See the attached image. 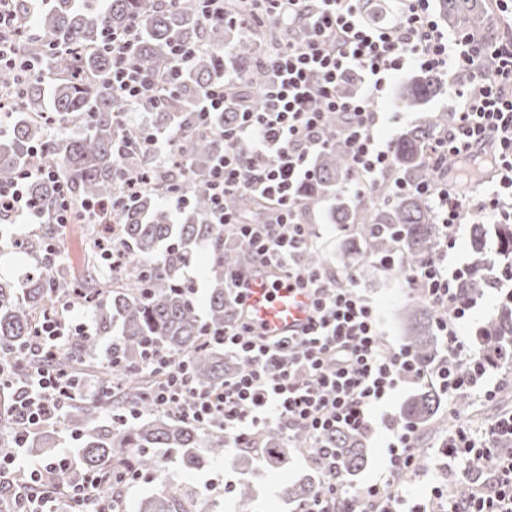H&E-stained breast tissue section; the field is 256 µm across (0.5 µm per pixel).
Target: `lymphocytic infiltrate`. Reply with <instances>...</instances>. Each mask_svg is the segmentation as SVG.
Wrapping results in <instances>:
<instances>
[{
	"label": "lymphocytic infiltrate",
	"mask_w": 512,
	"mask_h": 512,
	"mask_svg": "<svg viewBox=\"0 0 512 512\" xmlns=\"http://www.w3.org/2000/svg\"><path fill=\"white\" fill-rule=\"evenodd\" d=\"M14 0H0V68L27 76L35 61L19 59L15 40ZM262 23L287 29L289 38L267 51L262 64L272 74L264 90L262 111L242 109L224 130V153L212 166L207 189L212 223L225 235L250 247L249 267L226 274L235 303L254 275L279 271V280L309 298L310 319L299 333L269 338L252 320L238 314L225 325L218 342L241 369L225 376L218 388L195 385L187 362H174L162 349L146 348L141 368L164 374L151 398L161 410L206 429L218 428L236 447H257L266 433L286 437L290 447L308 454L322 472L317 493L297 512H392L403 499L402 478L425 467L417 454L419 426L389 422L385 481L348 489L338 473L330 434L339 429L365 431L371 409L394 390L435 382L449 402L481 391L494 401L497 389L484 385L494 370L512 366V343L472 350L462 336L473 301L460 300V271L448 268V246L473 212L486 223H512V0H492V24L482 32H445L435 19L431 0H400L394 24L369 23L364 0H260ZM138 25L112 33L104 45L112 54L111 83L134 112L154 106L156 82L129 62ZM448 75L469 72V83L450 84L453 100L448 126L432 142L428 161L439 166L455 157L453 173L411 185L396 177L392 144L376 130L398 122L378 102L387 82L405 70ZM362 77L361 93L342 97L337 83L347 74ZM341 145L349 160L345 183L356 198L374 195L381 181L393 195L415 191L432 207L440 236L433 255L405 265L399 253L373 257L375 266L399 271L409 294L439 310L437 334L442 354L423 363L407 347L383 342L378 310L354 286V273L335 278L326 269L305 265L313 248L309 224L302 218L301 190L315 178L318 154ZM56 178L51 166L26 168L20 179L0 186V209L13 217L33 218L25 195L27 179ZM262 196L273 205L258 224L241 221L229 202L239 195ZM91 324H72L62 314L35 326L25 362H0V378L21 374L13 405L8 447L0 448V491L8 502L0 512H121L119 499L102 498L99 482L83 471L67 447L51 457L29 459L25 445L37 429L56 419L76 395L95 381L59 370L54 361L70 336L89 335ZM447 453L463 461L457 481L465 493L433 487L428 504L410 512H512V411L494 418L483 432L456 423ZM71 481L65 495L49 494L56 471Z\"/></svg>",
	"instance_id": "obj_1"
}]
</instances>
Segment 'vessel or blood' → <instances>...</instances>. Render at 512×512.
I'll use <instances>...</instances> for the list:
<instances>
[{"mask_svg": "<svg viewBox=\"0 0 512 512\" xmlns=\"http://www.w3.org/2000/svg\"><path fill=\"white\" fill-rule=\"evenodd\" d=\"M245 305L255 325L271 336L301 331L309 317L305 294L283 286L272 287L267 277L251 281Z\"/></svg>", "mask_w": 512, "mask_h": 512, "instance_id": "b4317fda", "label": "vessel or blood"}]
</instances>
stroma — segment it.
I'll list each match as a JSON object with an SVG mask.
<instances>
[{
	"instance_id": "stroma-1",
	"label": "stroma",
	"mask_w": 512,
	"mask_h": 512,
	"mask_svg": "<svg viewBox=\"0 0 512 512\" xmlns=\"http://www.w3.org/2000/svg\"><path fill=\"white\" fill-rule=\"evenodd\" d=\"M308 222L315 234V247L324 256L328 269L338 273L352 272L356 275V285L360 293L374 302L379 311V330L382 338L391 346L403 345V311L411 297L407 292L403 277L397 272H385L373 265L369 254L353 252L346 244L352 240L349 232L340 231L331 218L328 209L321 208L308 216ZM410 393L401 390L394 393L386 402L372 411L373 426L366 434L367 463L353 478V483H372L384 475L383 461L388 433L384 427L386 420L399 419L401 409ZM446 431L432 432L421 430L419 448L422 456L432 460V467L422 469L406 487L408 504H415L428 498L434 485L450 487L456 473L461 469V461L448 458L444 450ZM158 457L165 459V473L150 482H140L132 487L119 490L125 508L129 512L139 499L158 490L176 491L192 488L202 501L217 503L219 512H294L295 505L283 498L282 488L290 483L310 479L320 480L321 474L305 456L293 454L286 470L268 471L262 463H254L251 470H242L238 460L240 451L233 442H226L224 457L219 461H209L196 468L186 467L178 455L166 449H157ZM248 480L254 486V497L247 503H239L236 494L225 493L224 484L228 481Z\"/></svg>"
}]
</instances>
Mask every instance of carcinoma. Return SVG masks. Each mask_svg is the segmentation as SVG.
Returning <instances> with one entry per match:
<instances>
[{"mask_svg":"<svg viewBox=\"0 0 512 512\" xmlns=\"http://www.w3.org/2000/svg\"><path fill=\"white\" fill-rule=\"evenodd\" d=\"M228 10L243 19L260 12L254 0H233ZM441 18L455 26L478 29L483 24L485 0H440ZM138 23L141 38L132 47L130 62L143 74L161 77L169 68L174 47L180 42L205 41L210 49L200 53L192 73L183 78L175 93L166 94L154 111L148 130L175 137L182 166L175 180L180 192L190 198V207L173 223L168 208L158 203L159 190L169 180L154 170L152 158L143 145L146 131L123 120L128 102L112 91V54L103 49L104 34L121 31ZM35 38L24 36L19 47L35 58L48 73L35 74L23 85L15 75L0 70V91L15 97L13 116L0 124V184L14 181L23 168L34 163L52 165L59 181L67 188V199L74 224L92 236L93 257L85 271L76 275L55 255L51 243H38L40 252L35 272L19 279L0 277V358L18 360L25 356L35 322L45 314L56 313V304L69 301L89 310L95 319L91 336L72 338L58 354L56 365L77 373L76 363L100 362V342L107 340L119 353L121 365L101 362V389L94 401L77 398L62 414V422L81 438L83 468L102 476L101 494L109 498L117 485L115 474L129 469L149 471L160 461L151 454L165 448L181 456L189 465L201 457L219 460L224 456V432L205 431L192 423L172 418L151 401L149 389L156 384L137 373L143 346L152 343L174 360L189 361L194 382L214 388L224 384V376L239 364L224 357V347L204 340L224 332L232 308L224 288V272L244 264L247 248L241 242L224 240V229L210 223L211 200L205 181L216 156L224 152V126L237 118V96L251 98L252 109L263 106L262 89L270 72L257 63V44L247 35L231 43L230 58H225L224 41L236 30L229 25L200 23L192 5L167 8L162 0H48L34 15ZM230 84L227 111L212 119L205 129L199 123L197 98L210 85ZM444 85L441 75L415 71L399 88V106L408 112L419 111L435 98ZM448 125L440 114L427 122L406 128L393 142L396 175L410 184L431 176L426 164V148L436 133ZM316 178L302 193V209L315 210L328 197H335L334 219L338 224H353L360 241L373 255L397 249L409 264L432 254L436 236L433 216L424 199L409 192L393 201L376 204L350 200L341 194L349 165L345 152L332 148L315 161ZM150 177L159 190H148L133 199L126 196L125 182ZM30 206L47 215L58 201L56 182L32 176L26 184ZM92 201L107 211L102 224H85L81 204ZM234 206L247 219L263 218L266 203L245 195ZM118 225L128 260L112 274L116 285L100 288L95 276L103 266V251L112 250V225ZM494 233L504 243L505 258L512 259V224L472 226L470 243L475 254L483 251L484 241ZM206 251L210 281L205 310L180 285L181 271L193 252ZM488 287L480 262L475 261L458 282L465 301ZM406 346L422 362L436 359L437 311L418 300L404 309ZM485 341L512 342V305L499 309L498 319L486 331ZM16 385L0 383V425L12 423L10 406ZM440 395L424 388L407 399L401 419L439 430L444 423L436 419ZM133 408L139 414L131 425L118 416ZM330 447L342 461V474L352 475L365 463V433L340 429L328 438ZM264 462L271 469L288 466L292 449L288 440L275 434L263 437ZM319 484L305 481L286 486L283 495L295 502L308 500ZM195 497L188 491L175 496L160 491L142 499L135 512H189Z\"/></svg>","mask_w":512,"mask_h":512,"instance_id":"cac0c4a2","label":"carcinoma"}]
</instances>
